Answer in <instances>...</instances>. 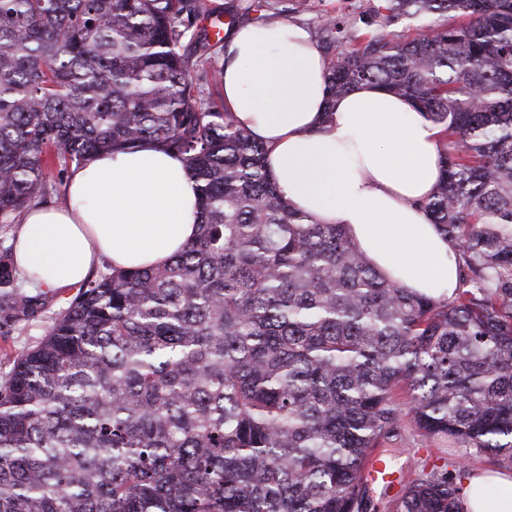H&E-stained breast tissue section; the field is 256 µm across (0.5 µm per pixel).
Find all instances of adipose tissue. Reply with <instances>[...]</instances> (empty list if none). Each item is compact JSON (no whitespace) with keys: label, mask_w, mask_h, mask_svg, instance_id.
<instances>
[{"label":"adipose tissue","mask_w":512,"mask_h":512,"mask_svg":"<svg viewBox=\"0 0 512 512\" xmlns=\"http://www.w3.org/2000/svg\"><path fill=\"white\" fill-rule=\"evenodd\" d=\"M224 104L267 148L281 193L318 224L343 225L373 266L402 287L452 298L453 242L422 209L440 176L441 129L416 103L362 83L333 99L309 31L240 24L220 60ZM67 207L30 210L14 264L32 285H82L100 260L117 270L161 265L195 238L200 207L183 160L151 141L72 168ZM461 512H512V476L477 471Z\"/></svg>","instance_id":"obj_1"}]
</instances>
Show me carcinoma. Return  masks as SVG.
I'll return each instance as SVG.
<instances>
[{
	"label": "carcinoma",
	"mask_w": 512,
	"mask_h": 512,
	"mask_svg": "<svg viewBox=\"0 0 512 512\" xmlns=\"http://www.w3.org/2000/svg\"><path fill=\"white\" fill-rule=\"evenodd\" d=\"M0 0V224L45 171L153 141L185 162L196 237L79 288L0 387V512H369L367 458L400 435L512 466V0H341L312 36L336 98L370 82L441 126L423 209L455 296L376 270L280 192L266 146L206 102L205 15L262 25L311 0ZM407 29L403 35L395 28ZM0 251V335L46 293ZM393 512H458L444 449Z\"/></svg>",
	"instance_id": "obj_1"
}]
</instances>
